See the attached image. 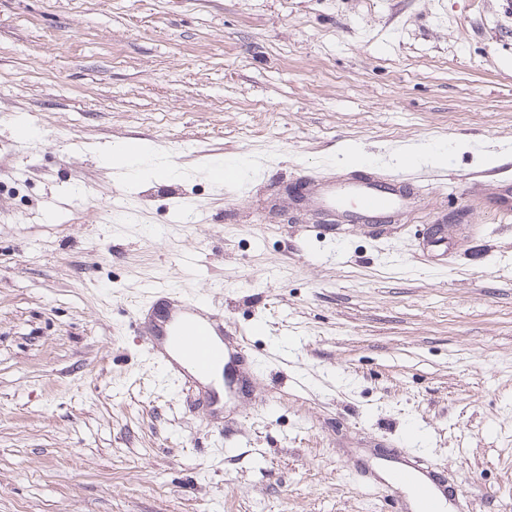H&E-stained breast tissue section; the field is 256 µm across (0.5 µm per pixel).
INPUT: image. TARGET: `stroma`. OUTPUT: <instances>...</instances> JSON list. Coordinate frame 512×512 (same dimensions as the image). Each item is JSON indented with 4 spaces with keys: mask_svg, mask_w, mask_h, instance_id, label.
Segmentation results:
<instances>
[{
    "mask_svg": "<svg viewBox=\"0 0 512 512\" xmlns=\"http://www.w3.org/2000/svg\"><path fill=\"white\" fill-rule=\"evenodd\" d=\"M131 137L175 177L106 159ZM511 153L512 0H0V512H384L377 448L512 512ZM368 159L417 210L290 203ZM158 279L245 337L249 398L147 356ZM171 288L166 283H158L155 285H151L148 287V290L146 291V300L144 303H142L134 312H133V318L135 321L137 320H145L147 317H150V319H153V315L155 313L156 308L158 307V304L168 299V295L171 294Z\"/></svg>",
    "mask_w": 512,
    "mask_h": 512,
    "instance_id": "obj_1",
    "label": "stroma"
}]
</instances>
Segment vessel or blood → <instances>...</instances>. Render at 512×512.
Returning <instances> with one entry per match:
<instances>
[{"mask_svg":"<svg viewBox=\"0 0 512 512\" xmlns=\"http://www.w3.org/2000/svg\"><path fill=\"white\" fill-rule=\"evenodd\" d=\"M315 205L349 224H366L411 209L417 200L407 181L365 177L352 182L333 178L317 181ZM171 293L168 284L149 286L134 319H152L144 332V348L155 364L189 392H201L215 371L224 373V391L237 387L236 369L249 356L246 346L229 350L224 344V316L197 298L181 300L177 308L156 317L158 304ZM376 481L409 487L411 495L395 502V512H463L468 495L463 488L447 489L431 464L420 457H394L383 462Z\"/></svg>","mask_w":512,"mask_h":512,"instance_id":"b4317fda","label":"vessel or blood"}]
</instances>
